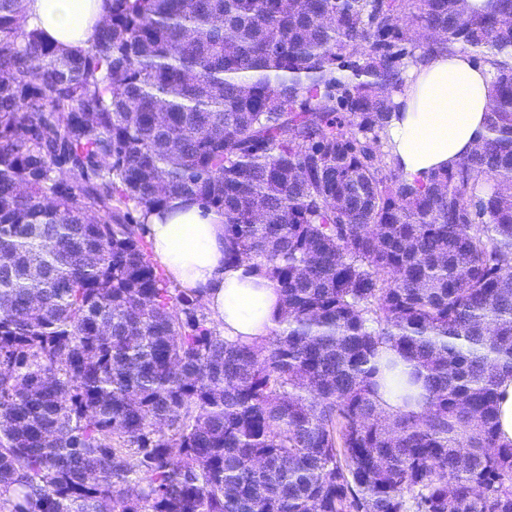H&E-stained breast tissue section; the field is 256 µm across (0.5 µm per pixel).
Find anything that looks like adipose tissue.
Segmentation results:
<instances>
[{
    "label": "adipose tissue",
    "instance_id": "1",
    "mask_svg": "<svg viewBox=\"0 0 512 512\" xmlns=\"http://www.w3.org/2000/svg\"><path fill=\"white\" fill-rule=\"evenodd\" d=\"M29 26L41 28L48 42L70 50L86 48L106 15L104 0H25ZM496 96L491 67L465 53H435L410 66L398 99L402 115L386 130L389 159L406 179L438 167H452L476 147L484 119ZM155 257L169 279L200 299L225 339L242 344L265 342L283 314L279 288L248 264L224 257V217L202 212L192 200L169 198L163 210L144 215ZM397 359V378L385 381L377 396L383 414L404 407L399 380L415 378L414 363Z\"/></svg>",
    "mask_w": 512,
    "mask_h": 512
}]
</instances>
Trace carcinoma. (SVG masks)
Returning a JSON list of instances; mask_svg holds the SVG:
<instances>
[{
    "mask_svg": "<svg viewBox=\"0 0 512 512\" xmlns=\"http://www.w3.org/2000/svg\"><path fill=\"white\" fill-rule=\"evenodd\" d=\"M437 49L494 69L475 150L385 129ZM224 215L283 318L230 343L130 213ZM389 346L425 411L377 412ZM512 0H108L61 50L0 0V512H512ZM498 391L499 404V432L501 440L512 442V376L505 375L500 378Z\"/></svg>",
    "mask_w": 512,
    "mask_h": 512,
    "instance_id": "carcinoma-1",
    "label": "carcinoma"
}]
</instances>
